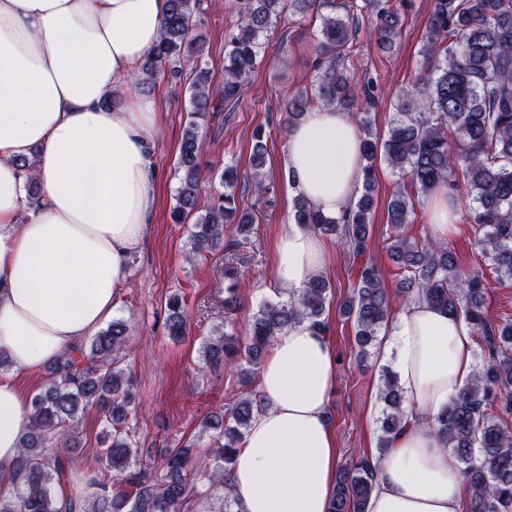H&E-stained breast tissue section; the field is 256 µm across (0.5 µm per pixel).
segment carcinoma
<instances>
[{"label": "carcinoma", "instance_id": "cac0c4a2", "mask_svg": "<svg viewBox=\"0 0 512 512\" xmlns=\"http://www.w3.org/2000/svg\"><path fill=\"white\" fill-rule=\"evenodd\" d=\"M166 2L160 40L141 66L136 90L149 95L162 78L177 84L185 63L194 64L189 85L191 120L179 147L171 217L182 224L189 215H197L190 239L192 250L200 253L221 245L224 225H235L246 237L256 219L237 205L239 174L234 165L225 166L220 174L223 191L207 204L199 202V120L209 112L223 111L237 98L284 10L326 9L316 45L314 87L288 99L286 128L315 108H350L360 95L372 101L375 85L353 82L344 65L346 52L353 46L360 17L370 19L380 46L387 49L403 19L399 0H236L239 23L225 43L224 84L216 87L211 68L201 61L204 41L192 34L201 0ZM422 53L425 75H417L413 88L403 92L406 104L400 117L383 138L369 130L365 133L363 193L358 200L333 219L297 197L294 221L315 232L337 235L344 244L354 281L342 314L353 322L358 354L367 355L389 320L393 294L370 254L378 159L409 177V184L394 192L387 204L388 223L393 227L387 252L403 272L395 294L413 295L463 316L487 349L473 377L438 415L437 431L462 469L468 488L467 512H512V318L489 324L483 274L464 275L447 246L413 234L415 199L440 189L452 197L462 187L473 196V222L483 232L490 270L499 284L512 282V0H433ZM266 155L264 134L259 131L250 155L257 194L265 190ZM239 288L237 263L231 257L224 261L223 281L214 289L212 301L229 314L236 309ZM329 288L316 275L299 296L263 304L250 321L244 343L216 326L203 346L205 362L217 367L240 359V376L249 383L267 346L280 332L304 321L324 329ZM167 308L168 335L179 339L186 332L181 297L169 298ZM128 343L127 324L114 320L93 336L89 347L64 353L49 364L51 378L31 401L32 426L14 464L18 481L0 485V512H180L188 467L195 461L193 449L160 450L161 474L156 477L145 468L130 470L139 449L127 427L131 383L120 367ZM379 399L384 408L378 448L383 451L400 426L404 402L396 375L387 367L382 369ZM262 405V399L247 395L229 411L208 414L201 421L202 429L212 433V455L220 465L212 469L205 460L195 462L224 489V507L234 505L237 512L243 509L226 481V472L243 430ZM89 407L97 408L108 425L100 456L104 479L92 481L93 494L65 499L56 485L76 462L79 414ZM108 475L113 478L110 484ZM123 483L134 487L135 493L121 488ZM372 489L369 457L339 467L328 512H365Z\"/></svg>", "mask_w": 512, "mask_h": 512}]
</instances>
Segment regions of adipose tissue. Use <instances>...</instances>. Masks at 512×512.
I'll list each match as a JSON object with an SVG mask.
<instances>
[{"label":"adipose tissue","instance_id":"obj_1","mask_svg":"<svg viewBox=\"0 0 512 512\" xmlns=\"http://www.w3.org/2000/svg\"><path fill=\"white\" fill-rule=\"evenodd\" d=\"M165 0H0V353L34 374L112 317L130 257L144 245L159 173L149 159L159 103L134 93L157 43ZM128 91L115 110L105 101ZM363 135L348 113L317 108L289 126L295 195L328 217L362 180ZM38 149L42 194L25 207L18 157ZM328 241L279 225L275 283L300 292L325 268ZM475 339L461 317L415 299L389 320L381 356L405 398L400 429L374 459L366 512H463L466 486L435 418L472 376ZM336 351L303 322L278 334L259 367L266 408L229 472L245 512H327L339 453L327 418ZM30 401L0 375V482L13 479Z\"/></svg>","mask_w":512,"mask_h":512}]
</instances>
